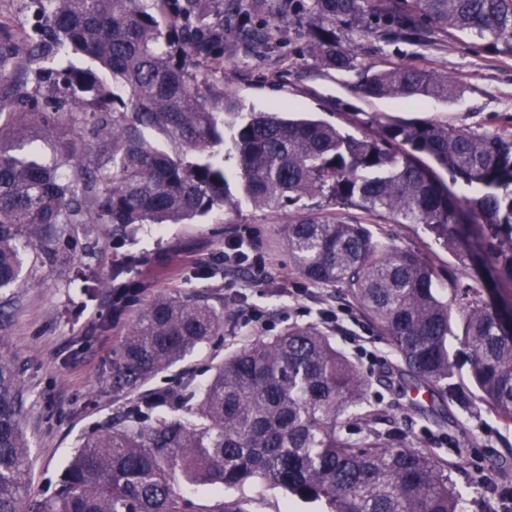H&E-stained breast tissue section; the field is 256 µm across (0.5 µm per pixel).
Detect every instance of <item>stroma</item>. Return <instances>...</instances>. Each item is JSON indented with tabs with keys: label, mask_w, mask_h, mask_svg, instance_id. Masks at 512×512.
Returning a JSON list of instances; mask_svg holds the SVG:
<instances>
[{
	"label": "stroma",
	"mask_w": 512,
	"mask_h": 512,
	"mask_svg": "<svg viewBox=\"0 0 512 512\" xmlns=\"http://www.w3.org/2000/svg\"><path fill=\"white\" fill-rule=\"evenodd\" d=\"M238 0H224V91L244 110L307 112L343 129L369 131L400 120L437 121L454 128L495 132L512 127V56L485 50L468 33L433 32L426 44L388 40L381 22L340 27L336 35L355 67L339 72L322 66L310 47L312 0H257L248 13L258 34L242 29ZM412 63L452 76L461 93L449 101L427 99L408 107L363 91L364 74ZM233 206L214 208L188 224H147L135 237L114 241L103 224H82L77 241H97L94 257L82 259L84 281L69 268H41L36 287L26 281L0 290V353L13 360L25 384L20 425L30 440L27 480L31 500L50 498L82 436L125 410L131 398L112 391L114 351L138 310L157 294L203 295L221 300L224 334L196 348L144 388L201 385L238 344L276 335L292 323L327 331L365 374L377 373L389 357L378 331L339 290L316 287L294 273L280 229L310 217L370 225L401 248L419 250L440 269L454 260L422 225L396 224L339 205L304 200L274 209L254 208L240 188ZM250 239L248 259L224 264V244ZM137 263H130V256ZM128 296L116 304L114 288ZM371 399L386 407L394 427L448 461L464 512H498L494 486L512 487V425L484 406H449V424L413 411L407 397L376 386ZM246 496L253 512H324L319 502L288 497L280 489L251 484L226 491Z\"/></svg>",
	"instance_id": "1"
}]
</instances>
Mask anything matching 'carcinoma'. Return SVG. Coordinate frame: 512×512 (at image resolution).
Returning <instances> with one entry per match:
<instances>
[{
    "label": "carcinoma",
    "instance_id": "1",
    "mask_svg": "<svg viewBox=\"0 0 512 512\" xmlns=\"http://www.w3.org/2000/svg\"><path fill=\"white\" fill-rule=\"evenodd\" d=\"M28 34L0 20V290L24 255L66 266L71 224H109L122 240L144 224H181L231 204L224 158L234 159L256 208L304 198L421 224L467 271L438 288L436 267L361 223L308 218L281 233L296 274L351 298L394 356L388 385L438 402L475 400L512 422V316L485 298L489 275L512 286V129L492 133L399 121L348 133L323 121L244 112L224 94V0H38ZM312 47L322 64L353 67L336 24L370 14L394 40L469 30L512 54V0H313ZM82 55L94 66L77 68ZM60 81L49 94L42 63ZM371 97L408 104L457 96V81L415 64L366 76ZM89 123L92 151L58 137ZM20 128L53 144L55 166L13 154ZM476 196H458L426 159ZM224 335V305L161 294L140 309L112 362V391L130 394L195 348ZM468 364L467 380L458 378ZM371 380L314 325L242 343L201 389L138 396L84 437L55 495L24 506L29 442L19 425L24 385L0 356V512H188L175 489L207 486L208 512H251L226 489L260 483L328 512H462L448 463L397 437Z\"/></svg>",
    "mask_w": 512,
    "mask_h": 512
}]
</instances>
